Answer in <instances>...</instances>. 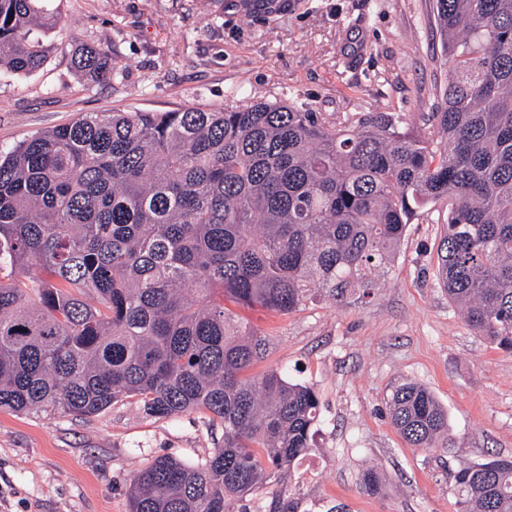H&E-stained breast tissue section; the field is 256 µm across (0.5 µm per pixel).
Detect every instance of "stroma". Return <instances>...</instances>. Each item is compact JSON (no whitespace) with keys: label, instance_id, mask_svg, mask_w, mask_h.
<instances>
[{"label":"stroma","instance_id":"1","mask_svg":"<svg viewBox=\"0 0 512 512\" xmlns=\"http://www.w3.org/2000/svg\"><path fill=\"white\" fill-rule=\"evenodd\" d=\"M286 2L270 14L230 0H48L65 24L47 32L42 68L0 73V148L90 112L220 109L242 87L308 102L332 125L391 110L431 130L448 79L434 0ZM84 44L110 48L116 78L83 79L72 57ZM442 235L434 207L408 225L371 298L252 314L271 339L252 374L285 370L319 399L315 446L281 479L301 512H461L454 473L512 459V354L439 287ZM409 382L447 410V447H408L392 427L388 400ZM221 436L204 412L150 417L133 398L90 417L0 409V512H130L134 473L164 454L203 463ZM368 471L379 494L362 485Z\"/></svg>","mask_w":512,"mask_h":512}]
</instances>
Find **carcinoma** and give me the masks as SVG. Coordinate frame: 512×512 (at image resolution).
I'll return each mask as SVG.
<instances>
[{"label": "carcinoma", "instance_id": "1", "mask_svg": "<svg viewBox=\"0 0 512 512\" xmlns=\"http://www.w3.org/2000/svg\"><path fill=\"white\" fill-rule=\"evenodd\" d=\"M43 0H0V69L29 74ZM448 60L433 131L400 112L348 127L292 100L212 110L104 112L0 149V408L92 416L136 398L152 417L208 414L224 440L203 463L155 458L131 512H226L269 490L314 445L312 387L248 370L269 340L232 308L276 314L368 297L407 225L447 209L439 283L466 322L512 352V0H435ZM91 83L104 45L76 49ZM29 265L39 278H26ZM411 448H437L448 413L407 383L389 401ZM462 512H512V460L460 470Z\"/></svg>", "mask_w": 512, "mask_h": 512}]
</instances>
